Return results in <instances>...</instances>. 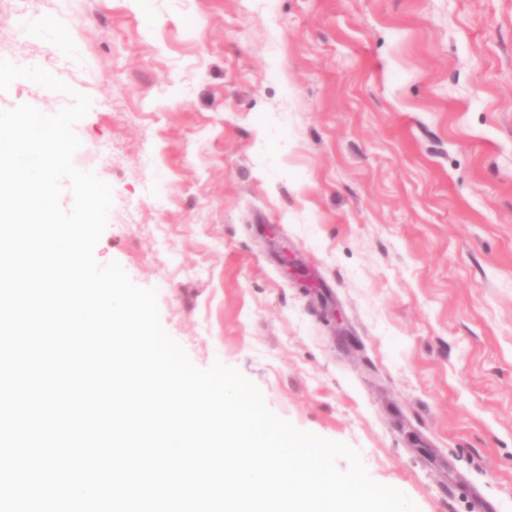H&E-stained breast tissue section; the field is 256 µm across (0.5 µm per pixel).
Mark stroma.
Wrapping results in <instances>:
<instances>
[{"label":"stroma","instance_id":"stroma-1","mask_svg":"<svg viewBox=\"0 0 512 512\" xmlns=\"http://www.w3.org/2000/svg\"><path fill=\"white\" fill-rule=\"evenodd\" d=\"M0 57L90 97L95 258L196 366L419 512H512V0H34Z\"/></svg>","mask_w":512,"mask_h":512}]
</instances>
